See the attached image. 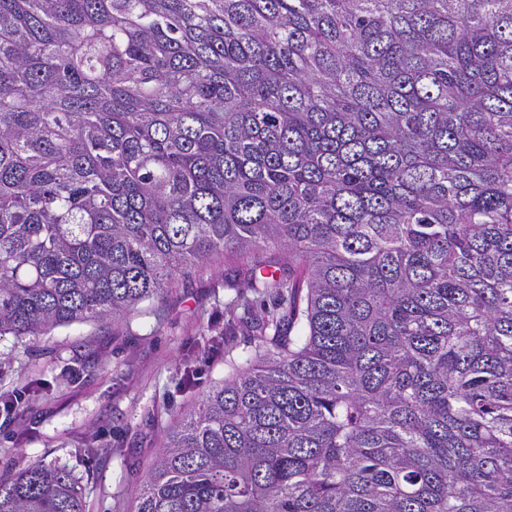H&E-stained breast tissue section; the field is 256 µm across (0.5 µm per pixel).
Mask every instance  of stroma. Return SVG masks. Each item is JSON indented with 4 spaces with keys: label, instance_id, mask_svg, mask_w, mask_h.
I'll return each instance as SVG.
<instances>
[{
    "label": "stroma",
    "instance_id": "stroma-1",
    "mask_svg": "<svg viewBox=\"0 0 512 512\" xmlns=\"http://www.w3.org/2000/svg\"><path fill=\"white\" fill-rule=\"evenodd\" d=\"M235 255L118 322L0 336V477L40 460L73 468L86 512H136L135 493L164 430L255 350L277 299L249 287Z\"/></svg>",
    "mask_w": 512,
    "mask_h": 512
}]
</instances>
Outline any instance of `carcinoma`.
<instances>
[{
	"label": "carcinoma",
	"mask_w": 512,
	"mask_h": 512,
	"mask_svg": "<svg viewBox=\"0 0 512 512\" xmlns=\"http://www.w3.org/2000/svg\"><path fill=\"white\" fill-rule=\"evenodd\" d=\"M261 246L282 316L137 512H512V0H0L1 336Z\"/></svg>",
	"instance_id": "cac0c4a2"
}]
</instances>
